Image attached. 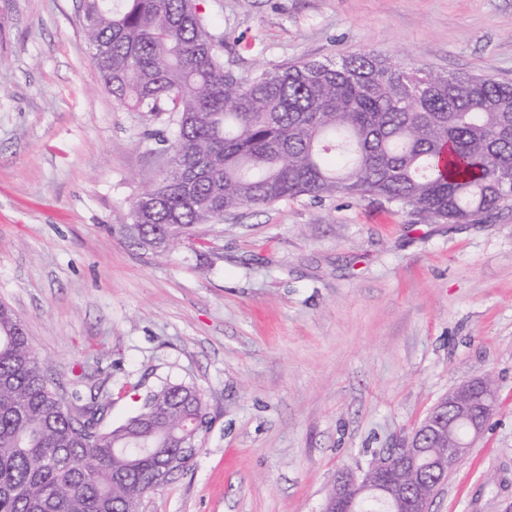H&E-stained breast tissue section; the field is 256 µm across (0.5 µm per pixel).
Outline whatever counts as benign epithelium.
<instances>
[{"instance_id": "1", "label": "benign epithelium", "mask_w": 512, "mask_h": 512, "mask_svg": "<svg viewBox=\"0 0 512 512\" xmlns=\"http://www.w3.org/2000/svg\"><path fill=\"white\" fill-rule=\"evenodd\" d=\"M496 408L488 379L462 384L434 406V422L427 429L433 447L423 434L412 433L402 447L382 455L357 477L337 474L323 512H358L366 503L381 504L385 512H427L430 485L448 476V468L460 462Z\"/></svg>"}]
</instances>
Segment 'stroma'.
<instances>
[{
  "instance_id": "obj_1",
  "label": "stroma",
  "mask_w": 512,
  "mask_h": 512,
  "mask_svg": "<svg viewBox=\"0 0 512 512\" xmlns=\"http://www.w3.org/2000/svg\"><path fill=\"white\" fill-rule=\"evenodd\" d=\"M224 67L362 50L512 81V0H199ZM83 0H0V302L48 375L112 420L161 381L207 405L198 454L142 512H321L336 473L398 447L448 392L497 407L430 512H512V205L421 222L376 198L225 214L204 241L131 244L165 130L104 88Z\"/></svg>"
}]
</instances>
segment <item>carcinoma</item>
I'll list each match as a JSON object with an SVG mask.
<instances>
[{"label":"carcinoma","instance_id":"cac0c4a2","mask_svg":"<svg viewBox=\"0 0 512 512\" xmlns=\"http://www.w3.org/2000/svg\"><path fill=\"white\" fill-rule=\"evenodd\" d=\"M83 30L112 97L172 133L146 145L170 156L141 175L161 205L128 238L145 249L160 227L174 243L224 214L308 196L377 197L435 223L475 224L512 194V83L438 75L370 50L339 60L224 70V33L194 0H85ZM426 83L421 97L408 93ZM74 405L48 377L20 320L0 304V512H123L153 492L163 453L194 419L203 394L186 384L146 393L125 423L106 405Z\"/></svg>","mask_w":512,"mask_h":512}]
</instances>
